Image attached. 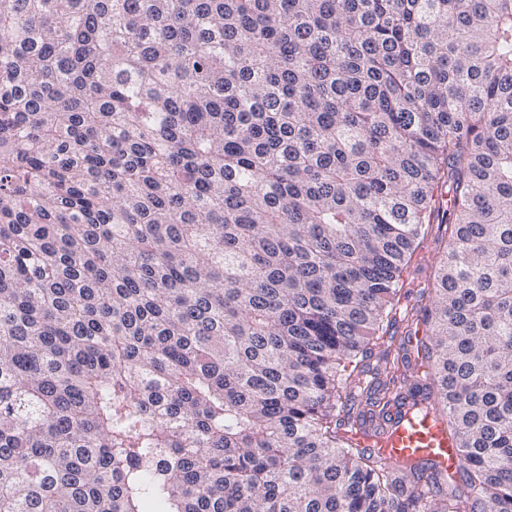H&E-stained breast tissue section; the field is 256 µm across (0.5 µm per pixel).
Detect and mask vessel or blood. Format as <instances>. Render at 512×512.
Returning a JSON list of instances; mask_svg holds the SVG:
<instances>
[{
    "label": "vessel or blood",
    "mask_w": 512,
    "mask_h": 512,
    "mask_svg": "<svg viewBox=\"0 0 512 512\" xmlns=\"http://www.w3.org/2000/svg\"><path fill=\"white\" fill-rule=\"evenodd\" d=\"M362 441L402 463L428 461L451 476L459 467L455 445L434 408L422 415L402 412L384 436L366 435Z\"/></svg>",
    "instance_id": "vessel-or-blood-1"
}]
</instances>
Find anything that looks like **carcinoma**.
<instances>
[{
	"label": "carcinoma",
	"mask_w": 512,
	"mask_h": 512,
	"mask_svg": "<svg viewBox=\"0 0 512 512\" xmlns=\"http://www.w3.org/2000/svg\"><path fill=\"white\" fill-rule=\"evenodd\" d=\"M0 512H512V0H0ZM446 212L443 217V224L441 223L443 212ZM448 196L447 206L441 209L438 218H435L433 224H430L428 232L413 255L411 261L405 267L402 280L403 289L400 298V311L401 313L407 308L408 310L417 313L418 321L414 323L413 327L418 324L425 329V338L413 341L412 345H408L409 362L405 369L401 368L407 381V385L414 383H424L425 376L430 372V362L425 358V349L422 343H427L426 346L430 347V336H428V326L423 322L422 312L420 307L425 305L429 299V295H424L423 300L419 298L423 289H430L434 286V273L438 264L441 254L446 245L448 238L447 224L448 220ZM447 222V223H445ZM407 291L408 297H404L403 293ZM366 446L401 463L428 461L453 477L459 467L455 444L448 436L437 408L423 415L403 410L382 437L358 436Z\"/></svg>",
	"instance_id": "1"
}]
</instances>
